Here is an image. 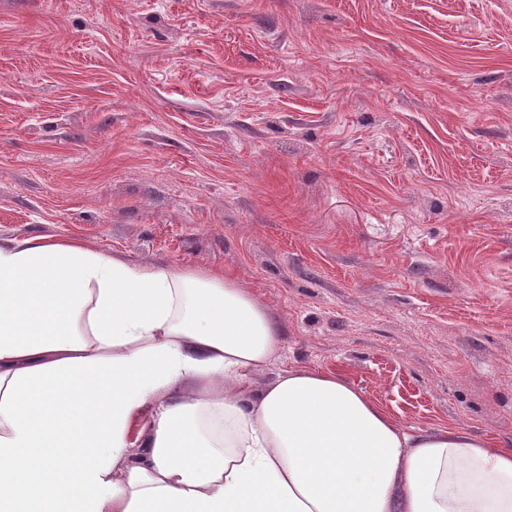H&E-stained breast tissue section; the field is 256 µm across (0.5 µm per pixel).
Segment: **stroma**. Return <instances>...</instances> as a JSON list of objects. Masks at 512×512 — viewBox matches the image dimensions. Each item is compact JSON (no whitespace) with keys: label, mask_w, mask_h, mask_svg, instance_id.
I'll return each mask as SVG.
<instances>
[{"label":"stroma","mask_w":512,"mask_h":512,"mask_svg":"<svg viewBox=\"0 0 512 512\" xmlns=\"http://www.w3.org/2000/svg\"><path fill=\"white\" fill-rule=\"evenodd\" d=\"M68 237L512 448V0H0V238Z\"/></svg>","instance_id":"obj_1"}]
</instances>
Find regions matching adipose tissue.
I'll use <instances>...</instances> for the list:
<instances>
[{"mask_svg": "<svg viewBox=\"0 0 512 512\" xmlns=\"http://www.w3.org/2000/svg\"><path fill=\"white\" fill-rule=\"evenodd\" d=\"M227 274L0 241V512H512V448L411 434Z\"/></svg>", "mask_w": 512, "mask_h": 512, "instance_id": "ef3b65f1", "label": "adipose tissue"}]
</instances>
